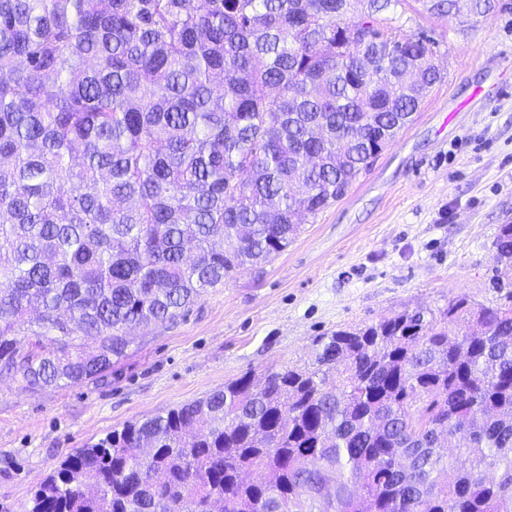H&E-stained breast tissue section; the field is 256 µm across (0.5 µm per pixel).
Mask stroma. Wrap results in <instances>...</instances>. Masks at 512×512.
<instances>
[{"label":"stroma","instance_id":"1","mask_svg":"<svg viewBox=\"0 0 512 512\" xmlns=\"http://www.w3.org/2000/svg\"><path fill=\"white\" fill-rule=\"evenodd\" d=\"M397 34H425L443 79L347 193L271 262L208 289L175 320L132 330L105 381L25 388L0 372V512L73 449L205 398L267 367L303 363L318 337L469 296L491 304L494 240L512 224V0L488 13L392 6Z\"/></svg>","mask_w":512,"mask_h":512}]
</instances>
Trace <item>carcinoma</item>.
<instances>
[{"label": "carcinoma", "mask_w": 512, "mask_h": 512, "mask_svg": "<svg viewBox=\"0 0 512 512\" xmlns=\"http://www.w3.org/2000/svg\"><path fill=\"white\" fill-rule=\"evenodd\" d=\"M397 2L0 0V369L103 379L132 326L284 251L442 79ZM217 507L512 512V293L341 327L128 422L29 512Z\"/></svg>", "instance_id": "1"}]
</instances>
